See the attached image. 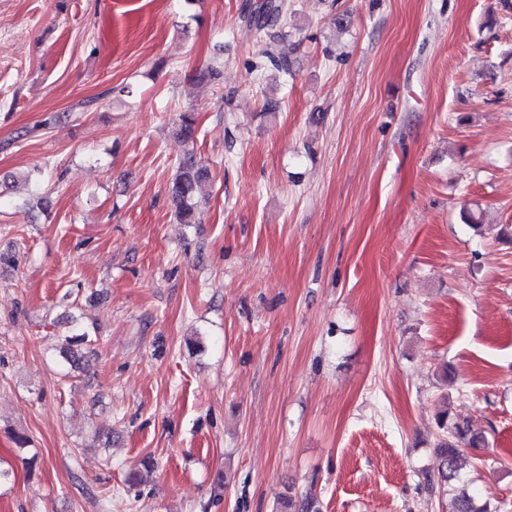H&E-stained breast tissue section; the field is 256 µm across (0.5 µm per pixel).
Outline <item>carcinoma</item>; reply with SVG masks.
I'll return each instance as SVG.
<instances>
[{
    "mask_svg": "<svg viewBox=\"0 0 512 512\" xmlns=\"http://www.w3.org/2000/svg\"><path fill=\"white\" fill-rule=\"evenodd\" d=\"M283 10L284 0H261L252 8L245 9L243 19L258 32L268 36L276 27ZM177 134L186 142L195 141L197 122L194 113L179 114ZM207 179L208 170L204 161L195 151H185L168 187L169 197L175 207L174 216L180 223H195L197 211L205 200ZM65 325L67 330L66 335L62 336L60 357L69 369L79 370L95 355V340L89 330L79 325L74 316H68ZM437 425L441 433L436 445L439 457L438 483L445 485L460 477L461 461L466 450L485 445V437L473 430L468 423L452 417L447 409L438 413ZM280 512H317L316 498L312 493L296 500L289 495L283 501ZM452 512H490V509L478 505L474 495L463 488L453 500Z\"/></svg>",
    "mask_w": 512,
    "mask_h": 512,
    "instance_id": "carcinoma-1",
    "label": "carcinoma"
}]
</instances>
